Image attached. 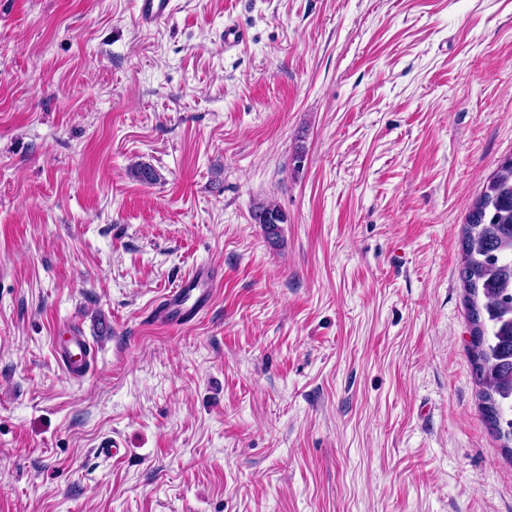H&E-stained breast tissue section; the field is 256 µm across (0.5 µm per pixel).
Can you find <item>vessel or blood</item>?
<instances>
[{"label": "vessel or blood", "instance_id": "1", "mask_svg": "<svg viewBox=\"0 0 512 512\" xmlns=\"http://www.w3.org/2000/svg\"><path fill=\"white\" fill-rule=\"evenodd\" d=\"M136 14L142 26L150 27L170 17L172 0H135ZM207 272L195 271L179 288L163 296L154 310L156 321L164 326L193 321L209 308L212 290ZM56 360L70 375L83 376L89 369V346L81 332L61 337L55 345Z\"/></svg>", "mask_w": 512, "mask_h": 512}]
</instances>
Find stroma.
Returning a JSON list of instances; mask_svg holds the SVG:
<instances>
[{"label":"stroma","mask_w":512,"mask_h":512,"mask_svg":"<svg viewBox=\"0 0 512 512\" xmlns=\"http://www.w3.org/2000/svg\"><path fill=\"white\" fill-rule=\"evenodd\" d=\"M175 4L0 0V512H512L460 277L512 0ZM172 0H136V14L142 26L150 27L167 19L174 12ZM252 219L256 224H267L274 228L277 224L285 223V215L281 209L273 203H261L254 207ZM209 274L196 270L180 288H175L158 302L154 310L155 320L164 326L189 323L209 308L212 290ZM56 360L72 376H84L89 369V346L81 331L62 336L55 345Z\"/></svg>","instance_id":"obj_1"}]
</instances>
